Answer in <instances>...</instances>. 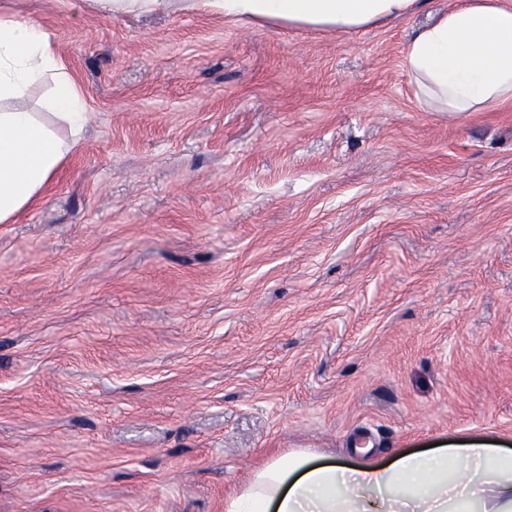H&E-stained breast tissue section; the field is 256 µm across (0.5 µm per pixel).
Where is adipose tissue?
Segmentation results:
<instances>
[{
  "instance_id": "obj_1",
  "label": "adipose tissue",
  "mask_w": 512,
  "mask_h": 512,
  "mask_svg": "<svg viewBox=\"0 0 512 512\" xmlns=\"http://www.w3.org/2000/svg\"><path fill=\"white\" fill-rule=\"evenodd\" d=\"M228 22L330 31L408 18L427 0H184ZM404 65L421 107L461 116L512 102V6L459 0L415 29ZM50 90L33 111L24 100ZM92 114L42 26L0 16V223H11L68 161ZM225 512H512V450L485 442L402 452L352 467L297 450L251 473Z\"/></svg>"
}]
</instances>
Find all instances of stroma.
Returning a JSON list of instances; mask_svg holds the SVG:
<instances>
[{
  "mask_svg": "<svg viewBox=\"0 0 512 512\" xmlns=\"http://www.w3.org/2000/svg\"><path fill=\"white\" fill-rule=\"evenodd\" d=\"M40 23L93 114L0 224V512H224L273 452L512 448V104L427 112L410 33Z\"/></svg>",
  "mask_w": 512,
  "mask_h": 512,
  "instance_id": "obj_1",
  "label": "stroma"
}]
</instances>
